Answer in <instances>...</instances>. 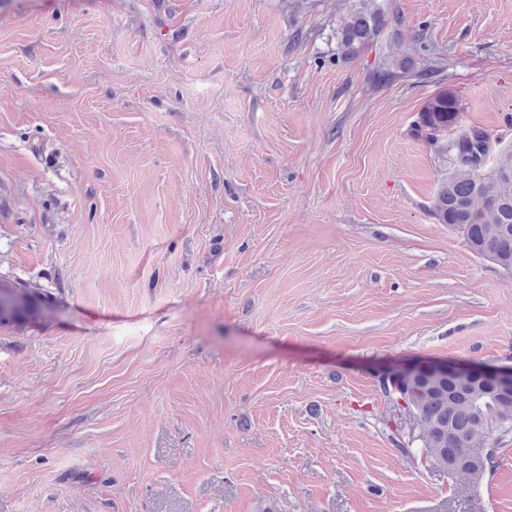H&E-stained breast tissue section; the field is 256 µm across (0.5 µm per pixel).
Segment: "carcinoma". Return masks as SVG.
Segmentation results:
<instances>
[{"instance_id": "carcinoma-1", "label": "carcinoma", "mask_w": 512, "mask_h": 512, "mask_svg": "<svg viewBox=\"0 0 512 512\" xmlns=\"http://www.w3.org/2000/svg\"><path fill=\"white\" fill-rule=\"evenodd\" d=\"M383 25L377 13L358 11L340 25V49L345 56L359 54L376 37ZM459 100L443 90L428 98L420 112L415 132L450 157L454 171L439 183L432 204L434 218L462 230L466 243L476 254L493 256L497 266L512 269V151L498 155L493 169L481 174L478 167L492 152L490 132L460 122ZM13 305L0 325L24 323L43 308L34 289L0 278V295ZM406 405L393 402L402 419L422 427L417 436L428 457L443 469L458 454L469 459L465 474L474 487L486 477L491 456L480 455L490 442V432L506 427L512 433V400L494 398L482 385L461 388L448 381L427 387L421 381L409 389Z\"/></svg>"}]
</instances>
